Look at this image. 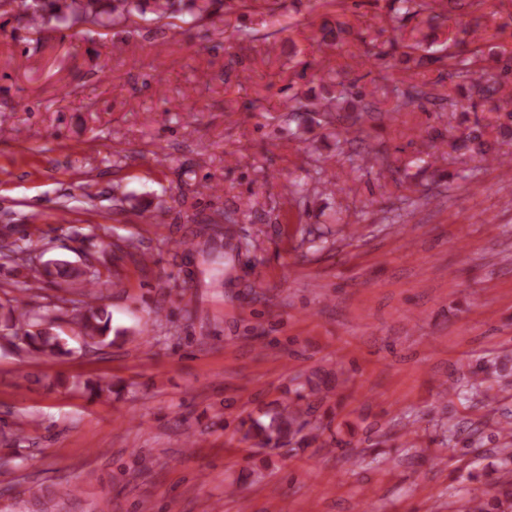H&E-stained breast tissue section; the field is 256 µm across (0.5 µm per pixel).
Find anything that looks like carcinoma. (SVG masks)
Masks as SVG:
<instances>
[{"label":"carcinoma","instance_id":"cac0c4a2","mask_svg":"<svg viewBox=\"0 0 512 512\" xmlns=\"http://www.w3.org/2000/svg\"><path fill=\"white\" fill-rule=\"evenodd\" d=\"M255 3L257 0H0V14L7 13L4 6L19 9L29 17L30 27L40 29L55 21L59 24L85 23L92 26L106 27L127 22L133 18H142L150 13L158 21H166L171 28L178 27V21L186 15L194 20L211 17L220 7L232 8L235 3ZM398 3L392 21L396 26L392 30H401L400 23L414 18L424 12L431 13L430 19L435 20L444 15L447 9L463 10L466 8L480 9L483 0H392ZM389 50L376 54L382 66H387V58L393 51L402 50L405 62H412L419 67L425 63H440L447 70L449 80L459 78L468 82L460 86L462 90L476 93L479 98L493 101V111H504L506 122L499 124V135L512 140V55L497 60L493 71L483 65L485 56L482 36L473 33L470 40L453 43L455 50L445 55H421L423 41L402 44L398 37L388 40ZM343 90L335 98L329 97L325 102L303 100L297 96L292 98L295 113H322L325 123L332 124L335 114L344 111L341 100L349 98L359 102L367 93L355 81L341 83ZM400 105L408 106L417 102H431V96L416 84H408L397 94ZM462 147L480 157L489 160V147L484 140L482 127L475 126L463 141ZM30 245H0V258L8 263L23 265L33 273V278L42 275L54 276L65 282L78 283L84 288H96L102 284V273L98 269L92 271L76 266L68 261L59 260L52 265L35 266L27 257ZM79 334L85 341L92 344L104 343L112 332V318L106 309L87 302L83 311L76 316ZM0 330L18 335L23 331L22 340L38 354L57 355L65 352L64 343L59 334L52 331L47 317L33 313L26 308L23 301L14 298L6 305H0ZM495 376L508 379L512 376V356L505 354L493 361L483 363L474 371V380L466 385L464 394L471 400L480 403L492 401L489 389L483 387L484 378ZM296 398L278 406L269 415V421L252 419L241 423L243 439L252 440L254 444L264 448H277L288 439L298 440L306 446L317 441V436L306 434L304 430L312 425V405L307 402L308 396L303 390L295 391ZM500 465L498 477V494L484 500L473 497L465 512H512V448L499 449Z\"/></svg>","mask_w":512,"mask_h":512}]
</instances>
